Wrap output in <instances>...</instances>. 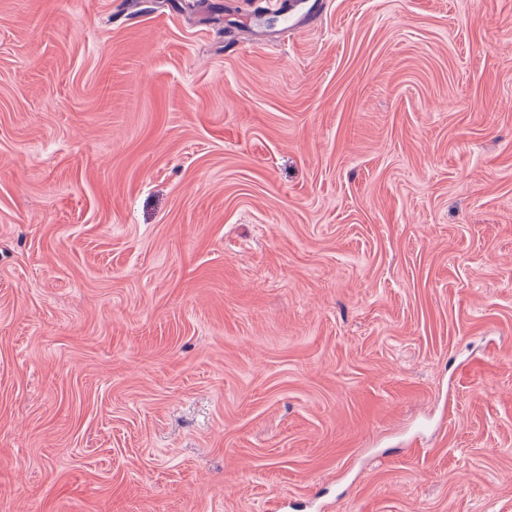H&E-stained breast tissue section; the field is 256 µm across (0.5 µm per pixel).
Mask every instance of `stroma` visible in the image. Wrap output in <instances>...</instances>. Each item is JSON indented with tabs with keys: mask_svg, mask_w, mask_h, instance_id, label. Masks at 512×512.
Returning a JSON list of instances; mask_svg holds the SVG:
<instances>
[{
	"mask_svg": "<svg viewBox=\"0 0 512 512\" xmlns=\"http://www.w3.org/2000/svg\"><path fill=\"white\" fill-rule=\"evenodd\" d=\"M288 2L0 0V512H512V0Z\"/></svg>",
	"mask_w": 512,
	"mask_h": 512,
	"instance_id": "stroma-1",
	"label": "stroma"
}]
</instances>
